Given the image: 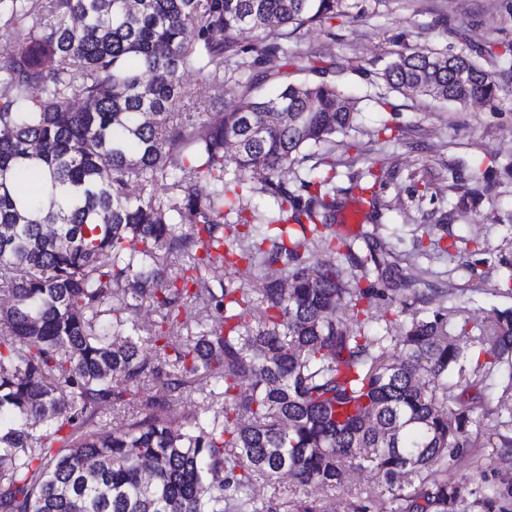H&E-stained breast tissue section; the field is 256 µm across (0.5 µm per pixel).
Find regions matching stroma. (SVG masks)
<instances>
[{"label":"stroma","instance_id":"stroma-1","mask_svg":"<svg viewBox=\"0 0 512 512\" xmlns=\"http://www.w3.org/2000/svg\"><path fill=\"white\" fill-rule=\"evenodd\" d=\"M348 22L304 27L288 37L291 78H312L313 68L334 73L359 100L358 142L366 159L391 170L380 189L379 209H366L351 237L369 232L384 238L403 257L400 272L409 288L399 300L412 301L423 288H449L467 318H490L512 309V73L499 57L512 44V0H346ZM468 40H461V33ZM447 53L468 51L503 92L491 105L445 103L425 96L385 92L376 74L405 48ZM401 130L399 141L382 143V126ZM476 238L488 251L483 263L456 251L419 254L431 241ZM498 392H484L473 404L472 446L448 469L461 487L458 512H483L474 493L489 483L512 512V452L501 446L505 427ZM335 488L308 486L300 496L349 512L357 494L373 488L378 475L369 465L345 464Z\"/></svg>","mask_w":512,"mask_h":512}]
</instances>
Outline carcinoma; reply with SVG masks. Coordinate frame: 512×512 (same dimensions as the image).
Wrapping results in <instances>:
<instances>
[{
	"label": "carcinoma",
	"instance_id": "carcinoma-1",
	"mask_svg": "<svg viewBox=\"0 0 512 512\" xmlns=\"http://www.w3.org/2000/svg\"><path fill=\"white\" fill-rule=\"evenodd\" d=\"M342 2L0 0V412L11 415L0 512H265L258 481L334 487L345 460L378 475L352 512L377 500L386 512H457L447 474L471 446L469 401L451 410L420 380L495 389L512 310L473 321L483 363L455 342L453 304L374 333L361 305L392 306L409 283L384 239L357 247L333 229L336 136L356 130L358 100L334 80L267 71L288 59L291 32L346 16ZM245 31L262 46L240 45ZM261 69L272 97L259 94ZM228 75L241 88L234 108L186 123V110H221ZM377 77L460 104L502 91L475 59L432 49L395 53ZM310 158L295 175L303 197L281 173ZM38 165L51 191L25 194ZM245 185L276 210L252 209ZM220 241L230 250L214 256ZM318 251L333 259L311 264ZM336 254L364 286L343 287ZM241 262L279 278L224 279ZM145 302L160 314L148 329L131 319ZM204 378L219 391L203 392ZM148 381L205 406L175 423L142 396ZM134 404L144 416L100 431L102 407ZM476 494L502 512L499 490Z\"/></svg>",
	"mask_w": 512,
	"mask_h": 512
}]
</instances>
